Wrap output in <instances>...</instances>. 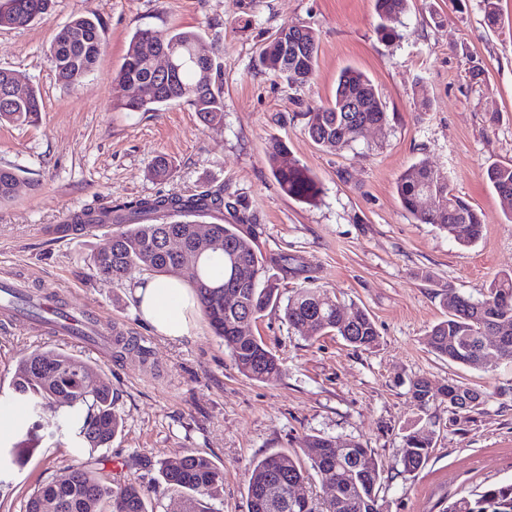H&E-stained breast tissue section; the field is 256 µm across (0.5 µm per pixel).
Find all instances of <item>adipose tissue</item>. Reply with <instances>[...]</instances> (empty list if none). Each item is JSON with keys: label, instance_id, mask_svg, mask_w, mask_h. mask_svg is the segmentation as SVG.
<instances>
[{"label": "adipose tissue", "instance_id": "ef3b65f1", "mask_svg": "<svg viewBox=\"0 0 512 512\" xmlns=\"http://www.w3.org/2000/svg\"><path fill=\"white\" fill-rule=\"evenodd\" d=\"M140 316L157 335L177 339L190 335L198 314L197 300L179 278L151 277L134 288Z\"/></svg>", "mask_w": 512, "mask_h": 512}]
</instances>
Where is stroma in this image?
<instances>
[{
	"label": "stroma",
	"mask_w": 512,
	"mask_h": 512,
	"mask_svg": "<svg viewBox=\"0 0 512 512\" xmlns=\"http://www.w3.org/2000/svg\"><path fill=\"white\" fill-rule=\"evenodd\" d=\"M500 7L504 25L493 29L482 0H409L393 42L375 33V0H54L30 25L0 28V68L42 101L37 124L0 125V166L19 178L13 198L0 204V284L21 279L30 291L57 293L131 341L119 356L101 359L66 338L0 320V392H10L18 359L36 349L99 364L123 429L94 455L114 482L149 488L153 512H182L181 494L158 475L159 461L182 449L203 452L224 471L208 512H247L251 464L276 452L302 456L310 435L372 450L382 470L379 512H442L459 494L511 481L512 363L490 346L488 367L452 364L427 344L428 330L447 313V291L474 295L512 273V223L483 177L489 164L512 161V0ZM88 12L103 24V47L95 71L73 87L60 79L49 49L63 26ZM291 26L318 37L315 73L296 89L258 64L265 40ZM175 28L223 47L222 123L204 125L185 104L161 112L116 106L125 91L114 75L131 35L161 38ZM476 64L483 73L475 80ZM347 67L370 78L388 119L335 154L308 137L304 112L333 97ZM273 138L321 184L316 201L281 191L266 160ZM160 156L169 165L162 179L149 173ZM416 163L445 173L453 192L483 213L476 244L461 246L401 207L397 179ZM219 186L248 204L263 255L302 267L297 274L271 267L281 303L249 327L280 362V373L266 380L237 371L205 317L189 336L155 334L140 318L134 281L105 279L90 264L111 228L74 238L48 232L72 212L115 200ZM306 275L365 308L378 345L358 350L339 336L312 339L290 327L282 302ZM418 377L466 383L485 403L454 421L437 403L419 411L407 394ZM433 417L440 428L427 464L404 472L405 431L429 429ZM54 425L47 414L28 436L0 440L33 451L23 470L0 481V512H26L38 486L65 478L77 463L71 445L51 438Z\"/></svg>",
	"instance_id": "stroma-1"
}]
</instances>
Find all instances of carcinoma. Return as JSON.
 Listing matches in <instances>:
<instances>
[{
  "mask_svg": "<svg viewBox=\"0 0 512 512\" xmlns=\"http://www.w3.org/2000/svg\"><path fill=\"white\" fill-rule=\"evenodd\" d=\"M484 18L491 27L502 23L500 0H482ZM53 0H0V27H23L47 13ZM408 0H376L380 19L377 34L383 41L400 38L392 25L404 12ZM147 31L137 30L131 36L117 80L133 81L139 94L123 99L117 107L128 112H160L172 106L188 104L206 125L224 118V95L220 81L222 64L218 48L206 45L200 33L175 29L161 43L179 49L178 70L157 75L144 54ZM288 39V54L280 50L281 39ZM102 48V23L90 13L72 20L55 36L50 57L59 76L76 86L90 75ZM318 56L315 32L300 26L294 31L284 27L272 34L261 47L259 64L282 78L290 86L302 87L311 79ZM13 73L0 68V124H33L41 112L37 92L29 88L12 91ZM353 99L360 112H346L345 101ZM305 130L310 139L328 151H341L359 143L368 128L387 120L386 106L370 80L360 71L341 72L334 97L308 107L304 113ZM272 175L280 189L298 202L311 203L321 193L314 176L289 156L287 145L272 139L266 150ZM488 185L507 203L506 216L512 222V163H495L483 172ZM18 175L10 167H0V203L14 194ZM396 190L401 205L422 224H434L459 244L470 246L483 235V214L465 199L452 193L447 176L431 167L415 164L401 173ZM424 192L439 199L432 212L420 208ZM231 221L211 225L210 238L199 242L194 231V218L201 215H224ZM111 220L113 229L109 243L92 256V265L100 276L123 281L135 274L175 276L181 263L162 254L166 225H180L183 246L198 252V274L192 288L200 309L216 336L224 341L237 370L252 379L263 380L280 372L276 355L264 341L252 334L241 333L238 323L251 324L276 302V289L267 287V263L252 240L253 214L239 199L224 197V188L206 189L182 195H155L111 205L101 213ZM92 215L75 213L56 227L59 237L70 231H83ZM453 299L448 316L432 326L428 345L438 356L465 366H479L483 347L481 337L490 329L508 337L507 347L499 358L512 362V273H504L482 288L479 296L459 295ZM351 316L348 325L341 323V313ZM285 318L296 330H304L312 338L333 333L357 349H370L379 341L378 330L361 307L345 305L327 291L304 277V285L296 289L285 306ZM448 390L445 384H433L419 377L410 382L411 402L421 411L441 398ZM11 397L23 400L29 415L39 417L46 411L59 417L50 436L71 435L76 448L95 450L112 442L123 426L122 418L112 406V384L96 364L76 361L65 351L36 350L21 358L15 368ZM402 464L407 472H417L427 463L433 439L403 436ZM32 448H9L0 451V469L10 471L23 467ZM304 454L309 466L285 453L268 455L252 464L247 486V512H316L312 505L288 507L270 503L265 488L280 487L288 497L296 485L308 479L312 469L322 481L333 486L334 496L325 502L322 512H378L377 493L381 470L372 450L359 442L337 446L333 437L311 435ZM98 460L89 457L73 467L67 484L54 481L38 487L27 502V512H41L47 499L57 503L54 512H151L148 491L136 482L116 485L103 482L97 474ZM159 473L167 488L183 494L185 512H203L200 501L220 494L224 473L206 455L185 449L159 462ZM443 512H512V482L491 483L478 493L462 495Z\"/></svg>",
  "mask_w": 512,
  "mask_h": 512,
  "instance_id": "cac0c4a2",
  "label": "carcinoma"
}]
</instances>
